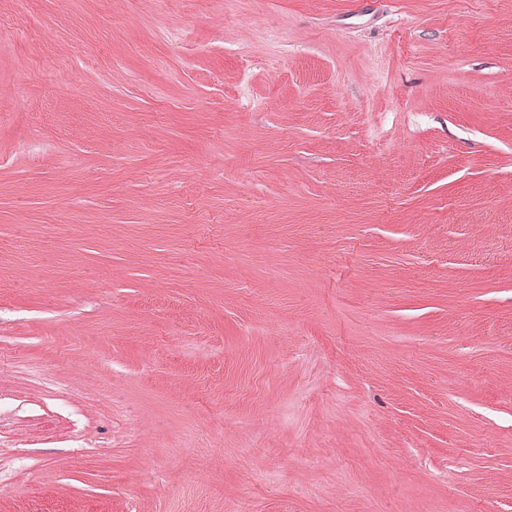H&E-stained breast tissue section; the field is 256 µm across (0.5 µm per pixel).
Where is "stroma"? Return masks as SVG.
<instances>
[{
    "label": "stroma",
    "instance_id": "35a3bbf8",
    "mask_svg": "<svg viewBox=\"0 0 512 512\" xmlns=\"http://www.w3.org/2000/svg\"><path fill=\"white\" fill-rule=\"evenodd\" d=\"M0 512H512V0H0Z\"/></svg>",
    "mask_w": 512,
    "mask_h": 512
}]
</instances>
